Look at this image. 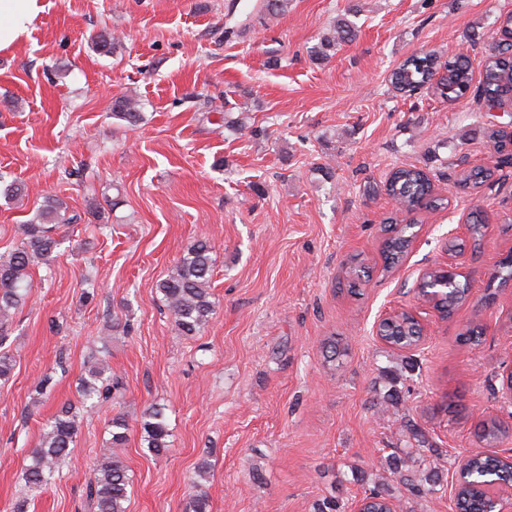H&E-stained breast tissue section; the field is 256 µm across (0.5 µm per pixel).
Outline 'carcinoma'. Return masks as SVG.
Masks as SVG:
<instances>
[{"label": "carcinoma", "instance_id": "carcinoma-1", "mask_svg": "<svg viewBox=\"0 0 512 512\" xmlns=\"http://www.w3.org/2000/svg\"><path fill=\"white\" fill-rule=\"evenodd\" d=\"M355 27L345 20H338L323 34L318 50L314 54L327 58L336 46L354 40ZM494 59L485 65L483 77L477 87H472L473 68L470 56L464 52L455 54L443 66V79L434 87L435 93L450 100H458L469 92L483 96L489 103L503 104L512 99V42L500 41ZM434 61L427 55L413 54L405 59L390 74V82L398 91L423 85L431 79ZM112 116L129 126L143 120L138 99L122 95L112 100ZM488 138L494 152L499 154L497 164L512 162V134L499 130L489 132ZM389 196L397 206L413 212L425 205L431 209L441 205V199L433 195L432 184L424 170L412 165L397 169L387 183ZM77 216L69 214L68 203L57 195H48L36 210L35 216L25 224L17 226L16 233L21 243L5 259H0V323L8 321L28 296L32 281L29 269L34 264H47L60 244L57 231L72 224ZM483 211L476 209L470 217V233L473 248L482 245L484 233ZM383 241L386 266L399 263L410 245L406 231L386 229ZM213 272L212 246L202 237L186 250L174 269L156 287L157 293L173 318L174 326L183 336H195L208 325L215 311L211 293ZM425 287L432 289L437 299L436 307L450 314L463 302L466 288L457 279L451 281L443 270L427 272ZM385 335L394 343H408L419 333L415 322L402 316L383 326ZM121 382L112 375L105 356L94 359L87 373L80 378L78 395L81 411L72 404H64L43 425L39 443L30 453V464L23 474L24 489H41L54 480L67 459L70 448L79 431L80 413L95 410L100 403L116 398ZM147 450L156 456L168 452L170 430L164 408L148 407L140 424ZM128 421L124 414L112 416L108 425L109 439L100 449L94 468L88 496L94 512H126V503L132 485V476L116 449L127 440ZM477 436L488 447H495L505 436L499 421L494 418L480 422ZM471 468L465 477L462 508L464 512H495L501 504L482 491L481 486L494 483L512 485V471L503 468L499 460L485 451H477L470 457ZM373 506L384 508L396 506L393 495L380 486L365 493Z\"/></svg>", "mask_w": 512, "mask_h": 512}]
</instances>
